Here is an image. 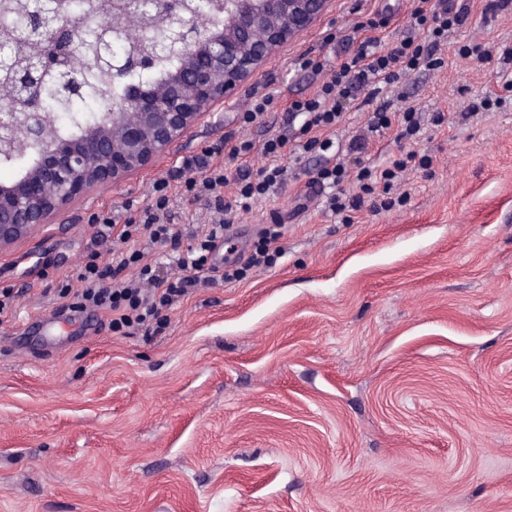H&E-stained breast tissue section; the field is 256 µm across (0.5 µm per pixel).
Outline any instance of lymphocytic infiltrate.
Instances as JSON below:
<instances>
[{"label":"lymphocytic infiltrate","mask_w":512,"mask_h":512,"mask_svg":"<svg viewBox=\"0 0 512 512\" xmlns=\"http://www.w3.org/2000/svg\"><path fill=\"white\" fill-rule=\"evenodd\" d=\"M413 17L417 25L426 27L431 33L428 44L416 43L414 36H406L392 46L388 52H380V40L369 35L356 42L348 56L333 70L329 81L320 94L304 99L290 100L287 106L291 116L302 117V134L335 123L342 114L346 102L368 85L389 84L409 74L420 66L438 67L442 60L437 52L448 37L450 27L460 24L462 14L452 0H415ZM280 174L279 169H261L254 182L243 187L234 201L224 198V186L228 181L224 163L216 159L214 152L183 158L180 165L172 170L171 179H184L186 189L195 199L213 202L217 218L214 223L203 225L197 235V245L178 263L184 271L181 279L164 283L154 281L153 291H145L135 281L116 286L108 280L113 268H126L132 263H141L142 276H152L151 266L142 262L143 252L135 251L120 257L116 267H102L88 262L78 278L79 288L75 296L80 303H90L115 316L116 322L131 330L148 325L155 318L160 307L170 305L174 298L186 294L190 288L208 285L223 278L224 271L210 264L208 254L215 248L225 228L232 224L235 210L249 208L252 199L267 194L273 189ZM123 239L147 238L149 241H175L181 236L174 216L168 209L167 197L146 205L139 220H128L122 226Z\"/></svg>","instance_id":"lymphocytic-infiltrate-1"}]
</instances>
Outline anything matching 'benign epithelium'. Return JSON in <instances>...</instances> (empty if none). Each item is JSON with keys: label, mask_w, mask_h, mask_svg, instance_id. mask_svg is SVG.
<instances>
[{"label": "benign epithelium", "mask_w": 512, "mask_h": 512, "mask_svg": "<svg viewBox=\"0 0 512 512\" xmlns=\"http://www.w3.org/2000/svg\"><path fill=\"white\" fill-rule=\"evenodd\" d=\"M183 0H156L169 23L180 26L183 62L155 83L125 82L122 108L108 102L99 118L58 137L48 135V114L0 113V155L24 139L40 144L29 164L0 183V249L52 223L80 195L149 164L168 151L211 105L229 95L283 43L307 30L327 0H224V23L196 33L181 24ZM42 29L44 46L31 72L50 71L75 42L63 27ZM154 57L130 54L116 75L150 71Z\"/></svg>", "instance_id": "7a95c632"}]
</instances>
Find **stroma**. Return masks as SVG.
<instances>
[{"label":"stroma","instance_id":"35a3bbf8","mask_svg":"<svg viewBox=\"0 0 512 512\" xmlns=\"http://www.w3.org/2000/svg\"><path fill=\"white\" fill-rule=\"evenodd\" d=\"M458 4L442 66L361 91L316 131L329 150L261 148L295 141L287 101L317 95L376 15L383 44L427 42L413 0H330L169 152L0 251V512H512V0ZM261 95L265 112L246 119ZM383 101L421 112L420 135L368 133ZM228 140L252 149L227 158ZM205 150L223 157L229 197L239 170L285 171L238 211L243 255L216 245L230 279L132 334L78 307L93 259L143 248L179 276L213 214L169 173ZM410 151L389 208L335 215L311 183L340 164L355 195L362 168ZM164 180L178 246L109 231L105 218H139ZM269 229L268 257L246 266Z\"/></svg>","mask_w":512,"mask_h":512}]
</instances>
